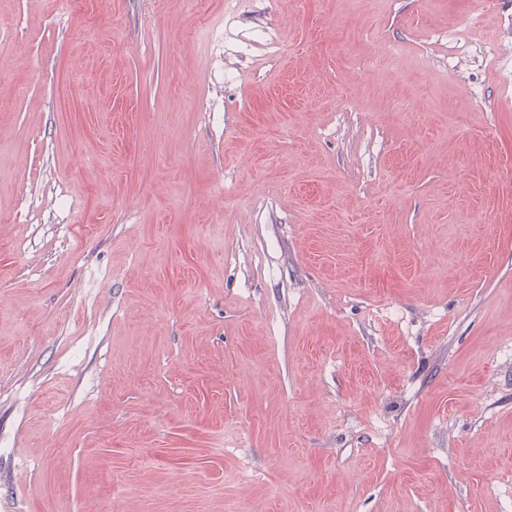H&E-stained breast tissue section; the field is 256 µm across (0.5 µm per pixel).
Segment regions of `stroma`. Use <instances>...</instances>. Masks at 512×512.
<instances>
[{
	"label": "stroma",
	"instance_id": "obj_1",
	"mask_svg": "<svg viewBox=\"0 0 512 512\" xmlns=\"http://www.w3.org/2000/svg\"><path fill=\"white\" fill-rule=\"evenodd\" d=\"M511 41L0 0V512H512Z\"/></svg>",
	"mask_w": 512,
	"mask_h": 512
}]
</instances>
